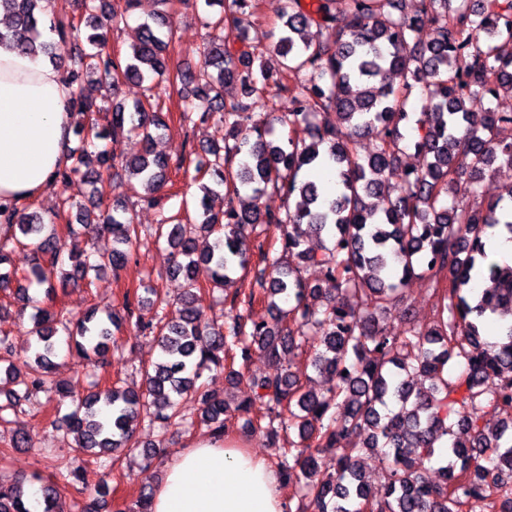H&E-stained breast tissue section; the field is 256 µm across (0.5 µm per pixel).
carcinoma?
<instances>
[{
	"label": "carcinoma",
	"instance_id": "1",
	"mask_svg": "<svg viewBox=\"0 0 512 512\" xmlns=\"http://www.w3.org/2000/svg\"><path fill=\"white\" fill-rule=\"evenodd\" d=\"M79 2V19L51 17L59 41L47 42L38 27L51 0H0V15L8 21L0 45L55 65L68 42L91 46L64 66L74 88L72 132L82 145L67 148L69 164L55 174L62 187L59 210L46 218L15 204L9 208L12 224L0 237V266L20 245L34 254L25 275L0 271V289L26 300L20 282L46 285L45 306L30 316L34 347L27 359L15 363L13 346L0 337V362L8 363L11 385L0 386V423L51 384L59 331L71 351L94 367L114 346V331L131 325L153 336L160 361L145 370L141 390L99 388L52 421L82 452L102 456L139 447L142 419L161 432L184 424L183 399L198 411L200 423L223 437L229 407L199 380L206 372H225L238 383L248 381L252 396L235 411L249 432L275 449L282 486L295 487L302 501L296 512H463L484 498L491 483L502 489L496 512H512V324L502 343L483 336L486 314L512 316V266L487 264L483 278L494 287L477 292L471 286L478 261L486 257L487 232L501 226L512 235V208L502 197L475 209L457 200L462 189L477 192L494 163L512 166V142L494 136L499 126L512 124V109L499 103L500 90L512 89V58H503L498 47L500 39L512 40V0H416L411 13L405 0H318L312 11L301 0H284L282 26L267 35L274 72L254 70L255 53L247 49L256 0H203L220 10L206 23L203 60L179 124L193 128L217 116L224 121V146L210 147V159L195 166L207 178L198 185L196 218L185 223L173 215L147 230L123 204L91 211L81 198L85 187L101 180L103 167L126 176L129 188L140 186V202L148 206L157 204L168 182L170 160L154 152L155 138L168 129L156 89L186 80L169 55L176 33L169 0H157L166 9L140 25L123 60L105 52L108 31L123 14L107 13L106 0ZM333 25L334 39H323L321 29ZM425 27L432 37L421 42L416 35ZM130 79L144 94L129 106L118 92ZM272 86L287 102L286 147L267 139L273 132L266 104ZM416 98L421 117L413 128ZM248 110L256 120L243 130L238 116ZM130 135L144 141L143 153L133 159L83 146ZM365 135L374 139L375 150L363 156L356 139ZM410 146L426 163L408 171L392 194L384 175ZM318 166L335 173L334 194L320 193L304 177ZM242 187L257 200L250 210L235 206ZM221 192L224 210L215 213L210 200ZM268 194L281 198L279 210L259 203ZM104 232L112 234V253L91 262L85 245ZM323 233L329 243L316 251L310 239ZM144 234L174 249L173 273L185 281L178 317L168 318L169 301L151 286L145 292L155 296L152 302L127 291L104 318L95 306L77 317L59 306L58 288H90L89 271H118ZM248 235L257 240L255 257L243 248ZM311 266L336 288L309 283L302 270ZM250 267L253 287L224 297L235 314L224 321L208 316L200 276L222 291ZM415 275L437 296V318L407 336H391L381 318L400 285ZM261 299L277 311L272 327L251 318ZM310 334L317 341L310 364L329 378L326 392L313 391L310 377L286 369L246 378L253 349L287 359L308 344ZM417 376L430 385H416ZM484 403L502 415L494 431L478 423L476 410ZM325 448L345 452L330 462L331 475L320 478ZM368 451L388 462L380 493L370 490L361 470ZM434 458L439 481L427 476L426 464ZM69 474L90 500L83 512H100L98 496L108 487H90L80 465ZM26 480L40 484L43 512H63L58 486L36 469L18 483L0 485V512H28ZM151 496L142 489L124 512H151Z\"/></svg>",
	"mask_w": 512,
	"mask_h": 512
}]
</instances>
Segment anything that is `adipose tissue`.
<instances>
[{
	"label": "adipose tissue",
	"instance_id": "adipose-tissue-1",
	"mask_svg": "<svg viewBox=\"0 0 512 512\" xmlns=\"http://www.w3.org/2000/svg\"><path fill=\"white\" fill-rule=\"evenodd\" d=\"M72 89L49 62L0 46V202L51 190L67 162ZM152 512H286L273 465L229 439L179 451L153 492Z\"/></svg>",
	"mask_w": 512,
	"mask_h": 512
}]
</instances>
